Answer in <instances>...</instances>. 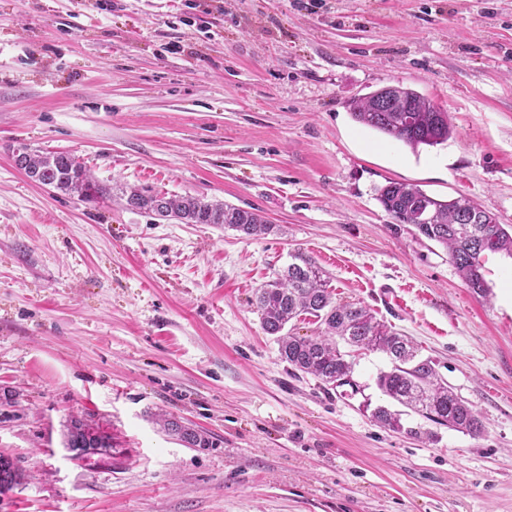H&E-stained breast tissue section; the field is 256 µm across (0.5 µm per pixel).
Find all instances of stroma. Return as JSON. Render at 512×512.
I'll return each instance as SVG.
<instances>
[{
  "mask_svg": "<svg viewBox=\"0 0 512 512\" xmlns=\"http://www.w3.org/2000/svg\"><path fill=\"white\" fill-rule=\"evenodd\" d=\"M392 83L449 113L448 141L415 153L353 120ZM23 145L280 230L85 202L28 180ZM390 181L512 225V0H0V452L28 475L0 512H512V258L485 255L477 297L384 211ZM296 250L410 337L483 434L377 424L383 353H356V393L283 362L253 300ZM75 415L111 457L68 456ZM179 420L171 417H166L161 414L158 416L157 423L161 429L167 434H177L181 439L191 442L195 448H209L212 445L210 436L207 433L198 431L192 428H184L179 424Z\"/></svg>",
  "mask_w": 512,
  "mask_h": 512,
  "instance_id": "1",
  "label": "stroma"
}]
</instances>
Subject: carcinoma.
Instances as JSON below:
<instances>
[{
  "label": "carcinoma",
  "instance_id": "obj_1",
  "mask_svg": "<svg viewBox=\"0 0 512 512\" xmlns=\"http://www.w3.org/2000/svg\"><path fill=\"white\" fill-rule=\"evenodd\" d=\"M375 90L350 105L354 121L400 141L412 151L434 147L448 140L452 125L448 112L415 90L399 85L387 100ZM25 161L27 177L45 186L76 195L86 202L106 199L111 189L94 181L90 173L68 152L31 153L23 146L16 150ZM126 207L132 211L158 216L164 214L183 224H214L239 231L249 237L274 232L259 211L202 196L167 197L149 190L123 191ZM377 199L398 224H407L446 251L450 261L474 294L485 298L488 287L483 274L487 253L512 257V226L498 223L496 217L466 196L437 199L419 185L390 181L377 190ZM255 304L266 333L276 337L280 359L293 369L312 374L332 387L358 389L353 379V362L342 347L381 351L390 360V368L377 376V386L392 401L441 426L478 436L483 424L476 411L460 400L443 380L429 358L419 357L409 337L376 319L371 310L357 304L333 301L326 272L302 251L290 254V262L276 276L256 291ZM302 314L314 316L323 325L322 334L297 336L286 330L288 323ZM376 423L393 431L425 435L402 422V412L379 406L372 412ZM157 423L169 435L198 448L212 445L208 434L184 428L179 420L158 416ZM91 423L74 434L76 448L98 446L107 449L111 435L99 434Z\"/></svg>",
  "mask_w": 512,
  "mask_h": 512
}]
</instances>
